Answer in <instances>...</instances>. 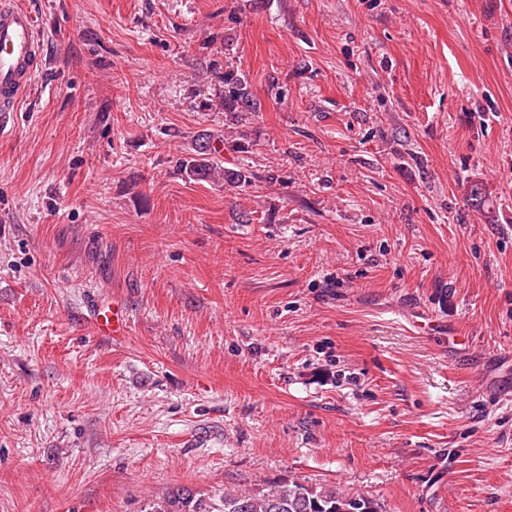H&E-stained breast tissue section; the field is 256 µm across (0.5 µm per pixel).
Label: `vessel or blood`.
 <instances>
[{"instance_id": "vessel-or-blood-1", "label": "vessel or blood", "mask_w": 512, "mask_h": 512, "mask_svg": "<svg viewBox=\"0 0 512 512\" xmlns=\"http://www.w3.org/2000/svg\"><path fill=\"white\" fill-rule=\"evenodd\" d=\"M40 44L35 16L22 6H0V112L17 111L38 67ZM93 324L98 335L126 334L129 317L119 302L94 303Z\"/></svg>"}]
</instances>
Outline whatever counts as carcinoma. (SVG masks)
Listing matches in <instances>:
<instances>
[{"label":"carcinoma","mask_w":512,"mask_h":512,"mask_svg":"<svg viewBox=\"0 0 512 512\" xmlns=\"http://www.w3.org/2000/svg\"><path fill=\"white\" fill-rule=\"evenodd\" d=\"M224 95L219 106L224 120L238 124V113L257 112L260 104L253 96L249 82L242 73L224 71ZM224 151V140L208 131H201L193 142L189 157L180 163L181 172L194 181L224 180L232 187L252 183L256 175L245 168H223L216 159ZM465 199L472 209L481 212L486 195L478 183L468 185ZM149 512H378L377 505L361 495H350L338 487H310L298 482L224 492L217 509L188 491L174 492L155 502Z\"/></svg>","instance_id":"1"}]
</instances>
